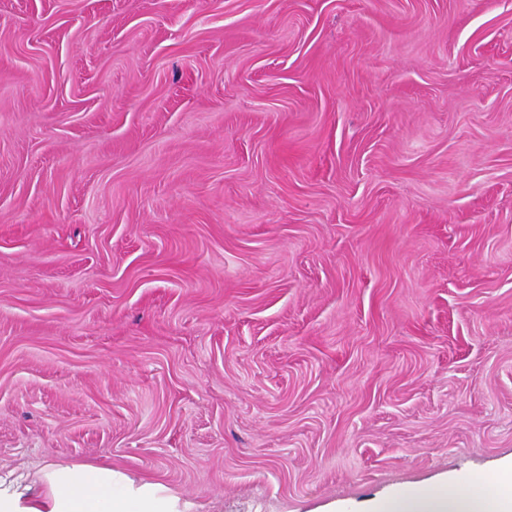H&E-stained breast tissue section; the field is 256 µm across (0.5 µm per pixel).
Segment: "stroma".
Instances as JSON below:
<instances>
[{
    "mask_svg": "<svg viewBox=\"0 0 512 512\" xmlns=\"http://www.w3.org/2000/svg\"><path fill=\"white\" fill-rule=\"evenodd\" d=\"M372 512L512 464V0H0V478Z\"/></svg>",
    "mask_w": 512,
    "mask_h": 512,
    "instance_id": "35a3bbf8",
    "label": "stroma"
}]
</instances>
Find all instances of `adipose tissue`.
<instances>
[{"mask_svg":"<svg viewBox=\"0 0 512 512\" xmlns=\"http://www.w3.org/2000/svg\"><path fill=\"white\" fill-rule=\"evenodd\" d=\"M43 501L21 505L0 493V512H179L176 497L162 486L130 483L108 467L73 464L49 467ZM374 512H512V468L484 481L448 483L402 493L376 504Z\"/></svg>","mask_w":512,"mask_h":512,"instance_id":"ef3b65f1","label":"adipose tissue"}]
</instances>
